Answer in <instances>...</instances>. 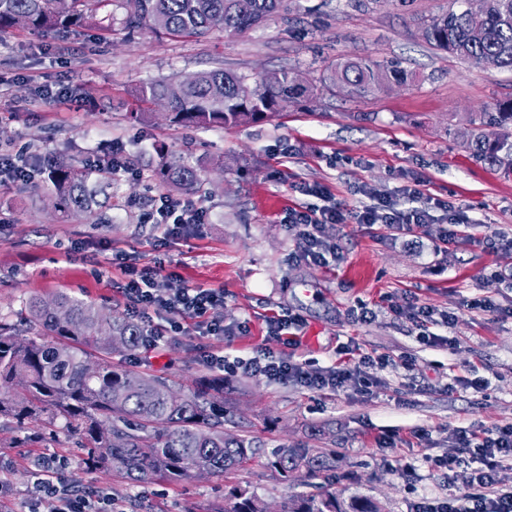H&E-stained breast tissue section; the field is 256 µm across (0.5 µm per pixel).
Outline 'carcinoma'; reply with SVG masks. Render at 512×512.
Masks as SVG:
<instances>
[{"label":"carcinoma","instance_id":"cac0c4a2","mask_svg":"<svg viewBox=\"0 0 512 512\" xmlns=\"http://www.w3.org/2000/svg\"><path fill=\"white\" fill-rule=\"evenodd\" d=\"M121 14H116V11ZM288 10V0H0V30L50 34L95 27L103 33L148 30L167 38H204L217 29L241 35ZM426 40L436 49L494 69L512 71V0H484L483 9L450 11L433 17ZM415 77L395 65L376 67L363 59L330 63L321 89L341 87L354 97L372 94L391 83ZM180 84L175 78L139 87L138 103H153ZM314 89L292 68L258 79L222 68L204 69L169 102L165 119L177 127H233L267 120L286 103ZM512 124V100L484 112L480 125ZM473 157L512 171V142L478 133ZM158 157L151 179L173 190L190 192L203 183L200 165L155 145ZM58 211L96 217L100 193L112 181L105 168L77 165L61 157L46 170ZM24 323L0 316V417L25 426L41 421L83 439L84 462L94 471L119 466L134 482L182 481L195 472L228 476L260 452L261 445L224 431V414L213 399L224 394L215 380L191 395H181L156 376H141L112 363L114 345L139 346L142 327L106 313L99 306L60 293L51 301L31 297ZM327 449L281 445L268 465L283 478L305 470L317 480L330 470ZM268 503L238 486L224 493V504L211 512H267ZM284 512H384L367 495L326 492L289 499Z\"/></svg>","mask_w":512,"mask_h":512}]
</instances>
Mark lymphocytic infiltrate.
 Masks as SVG:
<instances>
[{
	"instance_id": "lymphocytic-infiltrate-1",
	"label": "lymphocytic infiltrate",
	"mask_w": 512,
	"mask_h": 512,
	"mask_svg": "<svg viewBox=\"0 0 512 512\" xmlns=\"http://www.w3.org/2000/svg\"><path fill=\"white\" fill-rule=\"evenodd\" d=\"M420 192L403 189L398 196H372L370 203L346 209L332 203L324 206L301 205L289 209L284 218L296 236L294 259L314 265L327 262L332 247L321 231L328 224L354 220L358 224H382L400 234H410L431 224L432 212L446 209L448 225L440 233V241L459 237L465 217L455 206L431 199L419 203ZM141 220L164 227L165 241L180 240L194 225L203 223L200 208L192 200L160 192ZM112 264L123 278L116 291L123 299L132 321L145 329L144 349L155 350L166 338L194 332L200 336H232L218 311L224 306V291L220 288H175L159 286V266L138 265L135 257L124 252L112 256ZM301 321L292 314L269 319L267 336L281 342L283 349L274 352L258 348L255 356L244 359L229 357L223 352L199 347L198 357L208 367L219 371L244 370L256 377L278 383H293L310 392L339 390L347 381L358 377L363 367L377 363L388 365L386 357H372L354 344H343L342 361L330 367H315L297 360L296 345L291 331L299 330ZM473 453L481 462L474 469L463 493L439 502L421 499L413 512H512V425H494L481 429L453 432L451 447L445 456L436 459L438 468L453 469L461 464L464 453ZM31 489L24 503V512H124L112 493L102 487L85 491L73 489L67 478V460L52 453H43L30 462Z\"/></svg>"
}]
</instances>
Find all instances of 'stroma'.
<instances>
[{"mask_svg":"<svg viewBox=\"0 0 512 512\" xmlns=\"http://www.w3.org/2000/svg\"><path fill=\"white\" fill-rule=\"evenodd\" d=\"M454 7V0H288L287 18L200 39H160L144 30L105 39L86 29L51 36L0 31V147L87 163L118 147L143 167L163 143L205 168L203 188L192 196L205 221L187 241L165 248L158 244L162 227L141 221L145 179L115 180L106 224L59 212L37 182L0 187V315L17 316L28 298L59 293L124 313L113 294L121 278L110 262L116 250L144 265L162 264L164 287L223 289L225 325L244 322L248 330L229 342L206 337L211 349L245 358L263 345L276 348L265 338L267 317L296 314L303 320L299 359L330 366L337 346L351 341L375 356L412 359L413 367L378 369L372 380L360 377L326 394L242 371L225 374V430L268 450L283 443L335 449L336 489L379 499L389 512H412L420 498L463 491L478 460L449 482L431 469L430 458L447 451L457 428L512 425V319L472 305L488 296L512 306V286L492 278L512 268V251L481 243L512 232V173L475 162L466 148L474 118L512 98V72L459 59L425 40L431 18ZM349 57L397 62L421 80L362 99L318 89L324 66ZM218 65L253 77L294 68L317 91L248 126L172 127L157 104L150 122L128 119L143 83ZM61 89L67 100H55ZM300 182L326 186L350 208L367 193L394 195L415 184L423 198L462 208L468 223L451 244L438 239L448 222L439 209L414 235L380 224L330 225L325 235L338 256L323 266L296 262L294 232L282 219L310 202L294 191ZM411 295L457 314L455 326L441 329L442 344H423L415 323L391 315ZM364 303L386 311L356 322L352 311ZM197 342L179 336L120 360L189 394L213 375L197 357ZM456 376H479L489 386L480 393L451 387ZM419 429L426 439L415 438ZM44 450L68 458L79 486L107 488L128 512H209L232 485L282 512L290 498L311 491L302 474L281 478L261 455L228 477L198 475L177 484L133 483L116 470L87 474L76 437L39 422L20 431L2 418L0 481L13 486L15 502L27 498L28 462Z\"/></svg>","mask_w":512,"mask_h":512,"instance_id":"obj_1","label":"stroma"}]
</instances>
